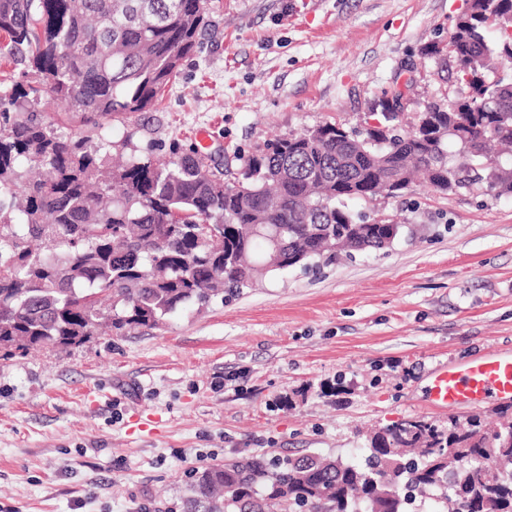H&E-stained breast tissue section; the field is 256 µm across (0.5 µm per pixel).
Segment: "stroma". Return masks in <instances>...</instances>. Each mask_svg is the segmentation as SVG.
<instances>
[{"instance_id":"obj_1","label":"stroma","mask_w":512,"mask_h":512,"mask_svg":"<svg viewBox=\"0 0 512 512\" xmlns=\"http://www.w3.org/2000/svg\"><path fill=\"white\" fill-rule=\"evenodd\" d=\"M465 0H208L200 50L114 153L180 142L216 164L325 122L360 127L413 77L405 123L470 89L446 42ZM402 224L378 252L281 271L155 329L0 359V512H182L188 474L244 452L362 463L370 431L505 404L432 407L433 369L512 352V196L417 184L354 199Z\"/></svg>"}]
</instances>
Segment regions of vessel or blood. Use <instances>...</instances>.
Here are the masks:
<instances>
[{
	"instance_id": "1",
	"label": "vessel or blood",
	"mask_w": 512,
	"mask_h": 512,
	"mask_svg": "<svg viewBox=\"0 0 512 512\" xmlns=\"http://www.w3.org/2000/svg\"><path fill=\"white\" fill-rule=\"evenodd\" d=\"M429 398L439 407H472L489 399L512 400V354L485 352L469 361L438 367Z\"/></svg>"
}]
</instances>
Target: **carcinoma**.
Returning <instances> with one entry per match:
<instances>
[{"mask_svg": "<svg viewBox=\"0 0 512 512\" xmlns=\"http://www.w3.org/2000/svg\"><path fill=\"white\" fill-rule=\"evenodd\" d=\"M205 0H0V59L19 78L0 87V351L80 345L100 326H158L190 304L207 307L270 274L329 262L340 248L382 250L400 224L363 223L348 199L396 197L419 173L446 193L476 181L489 145L512 147V0H469L444 45L471 94L431 105L403 134L379 100L381 126L352 137L325 123L271 141L233 179L194 148L132 154L108 169L104 120L155 106L200 47ZM495 27L488 43L482 34ZM48 95L97 133L78 140L39 110ZM458 146L455 160L448 143ZM46 170L24 178L23 166ZM495 196L512 195L501 165ZM263 242L267 254L255 253ZM480 418L440 427L421 417L373 434L365 465L316 455H244L189 473L183 512H391L371 480L423 485L449 512H512V447ZM444 449L442 457L420 449ZM502 467L471 469L475 458Z\"/></svg>", "mask_w": 512, "mask_h": 512, "instance_id": "cac0c4a2", "label": "carcinoma"}]
</instances>
